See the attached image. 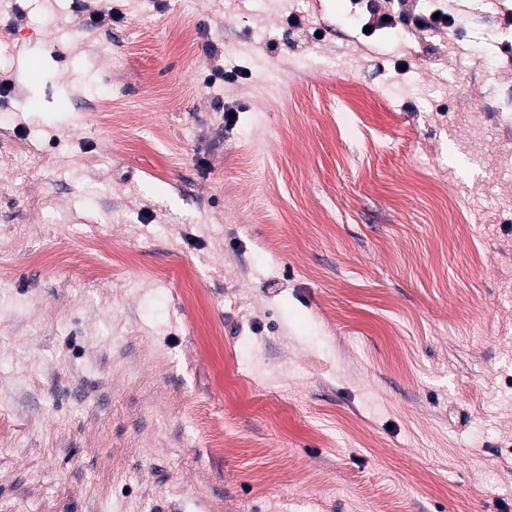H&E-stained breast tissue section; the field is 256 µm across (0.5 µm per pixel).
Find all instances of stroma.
Instances as JSON below:
<instances>
[{
  "mask_svg": "<svg viewBox=\"0 0 512 512\" xmlns=\"http://www.w3.org/2000/svg\"><path fill=\"white\" fill-rule=\"evenodd\" d=\"M426 1L0 0V512H512V0ZM366 5V13L363 14L364 23L363 29L365 26H371V32L368 34L369 36L374 34L377 30L382 29H397L400 28L399 24L396 21V16L390 11H382L378 1H367ZM384 16H388L389 20L384 21ZM434 12H439V18L434 19L433 15L428 16L424 14L413 13L411 16L408 15L404 9L400 8L398 18L405 24L413 23L416 27L423 30L430 31H441L452 26L454 18L437 8ZM444 16L449 17V20H444Z\"/></svg>",
  "mask_w": 512,
  "mask_h": 512,
  "instance_id": "1",
  "label": "stroma"
}]
</instances>
